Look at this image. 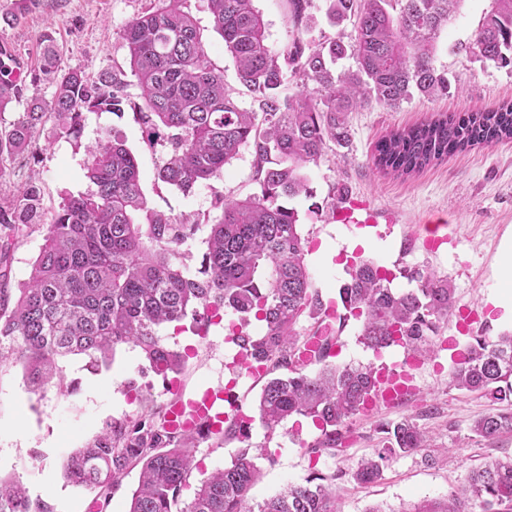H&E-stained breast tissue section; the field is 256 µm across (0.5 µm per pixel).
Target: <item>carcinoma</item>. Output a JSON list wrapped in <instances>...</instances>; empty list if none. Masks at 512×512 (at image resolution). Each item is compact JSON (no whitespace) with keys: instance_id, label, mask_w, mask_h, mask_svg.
<instances>
[{"instance_id":"obj_1","label":"carcinoma","mask_w":512,"mask_h":512,"mask_svg":"<svg viewBox=\"0 0 512 512\" xmlns=\"http://www.w3.org/2000/svg\"><path fill=\"white\" fill-rule=\"evenodd\" d=\"M182 2L157 0L125 24L127 72L106 68L91 77L71 68L52 36L43 34L41 70L55 84L49 99L35 80L26 90L14 84V58L0 45V112L14 101L25 102L13 121L0 118V225L21 231L36 224L44 240L29 278L14 290L15 237L0 234V363L21 365L39 390L59 389L58 358L84 354L96 363L116 346L130 344L155 372L178 374L185 358L167 347L160 327L190 316L196 328H206L229 308L240 314L231 335L243 358L265 366L267 380L254 411L266 433L295 416L309 418L320 430L309 444L311 453L334 452L345 442L341 428L366 407L378 384L370 365L333 364L335 324L350 317L360 321V342L375 352L400 345L425 357L453 314L454 289L431 270L411 269L405 275L417 287L397 291L390 287L392 273L361 261L339 288L345 314H333L312 288L307 239L297 210L285 200L312 196L303 170L319 161L327 144H348V113L372 103L396 107L416 94L448 93V77L434 66L435 45L462 0H326L333 24L354 17L357 26L352 41L339 35L317 47L303 37L314 23L307 13L310 0H290L297 36L280 54L270 51L253 0H207L241 83L259 102L257 112L241 107L226 88ZM471 51L512 68V0H492ZM347 55L356 60V70L336 73V61ZM289 67L314 88L282 95ZM131 85L137 88L134 99ZM127 107L163 149L156 181L183 193L221 178L241 148L255 153L260 192L244 199L215 196L220 215L207 224L206 249L194 271L185 264L184 246L200 222L149 205L138 161L115 129L86 146L88 189L62 197L51 212L36 181L13 189L4 179L6 165L28 152L47 123L59 135L77 138L87 113L122 115ZM504 139H512V106L391 133L377 144L374 164L411 174ZM303 316L313 320L304 335L297 331ZM252 318L263 323L257 335L247 330ZM313 365L319 369L308 370ZM450 385L483 391L497 404L472 423L475 435L494 440L512 433V335L472 337L466 356L450 372ZM380 432L386 434L383 447L353 474L359 484L377 481L390 461L427 447L410 419L383 424ZM213 437L236 439L243 447L181 507V492L197 469L194 449ZM249 439L248 424L237 417L216 431L174 429L168 408L146 400L135 420L112 421L73 453L65 475L107 501L120 475L141 466L129 512H342L334 474H314L251 502L261 471ZM0 512L53 508L30 499L20 483L0 479ZM412 512H512V457L473 471L459 491L425 500Z\"/></svg>"}]
</instances>
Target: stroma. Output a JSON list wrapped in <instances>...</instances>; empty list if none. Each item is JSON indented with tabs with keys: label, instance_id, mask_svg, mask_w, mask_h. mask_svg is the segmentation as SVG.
<instances>
[{
	"label": "stroma",
	"instance_id": "obj_1",
	"mask_svg": "<svg viewBox=\"0 0 512 512\" xmlns=\"http://www.w3.org/2000/svg\"><path fill=\"white\" fill-rule=\"evenodd\" d=\"M147 5V0H37L19 22L0 25V42L9 43L18 56L28 60L30 73L39 76L40 92L47 98L54 85L39 74L42 33H52L66 65L94 76L102 69L125 64L120 31ZM254 5L266 24L270 49L281 53L296 35L289 0H254ZM186 6L203 33L212 61L223 70L226 86L235 90L242 107L254 108L251 94L239 82L232 56L213 29L207 0H187ZM490 8L491 0H463L458 15L438 39L434 65L451 83L447 96L416 95L394 108L374 104L350 113L348 145L333 147L318 164L309 166L306 173L313 194L291 202L307 240L305 263L312 286L324 299H337L349 279L347 263L356 257L391 270L396 275L394 287L402 290L410 286L402 270L435 271L447 278L455 290L457 308L471 313L473 321L464 328L454 317L442 324L439 349L415 371L413 393L397 405L375 400L353 417L347 439L336 453L317 457L307 453L306 443L318 434L310 419H290L289 430L271 436L261 425H254L252 443L266 445L271 453L270 459L258 462L261 477L251 491L255 501L275 495L287 484L304 482L313 473H334L343 512H366L377 505L384 512H406L424 500L446 497L485 463L512 455V434L487 441L470 430L474 419L489 411L490 400L449 385L453 357L471 337L512 332V319L504 318L496 305L505 286L498 262L505 247L512 244V139L468 148L409 175L383 171L373 163L377 142L393 131L512 103V69L481 62L468 50ZM114 128L121 131L137 158L150 204L174 217L214 215L218 192L240 199L259 190L254 180L255 156L248 147L226 165L221 179L198 186L191 194L158 184L155 171L162 149L149 144L144 127L129 110L120 116L89 114L76 141L58 137L53 125H46L30 147L29 162L8 167L4 178L20 186L31 173H38L45 206H58L61 192L87 190L85 147ZM342 189L368 200L382 215L392 216V223L359 227L336 222L331 207ZM439 218L446 220L452 241L433 248L426 243L422 227ZM233 319L232 312H225L222 324L211 326L203 337L194 333L189 318L183 320L181 332L164 328L166 345L187 355L172 386L150 369L137 348L128 345L117 346L105 364H91L83 354L58 359L66 385L62 393L36 391L21 366L0 364V477L20 478L31 498L48 502L54 512H127L139 469L122 474L108 505L100 508L94 493L65 478L67 459L91 443L106 423L135 417L136 399L142 395L166 405L179 396L195 398L226 388L239 406H252L264 379L257 375L237 380L231 363L238 348L224 330L225 323ZM359 330L357 320L344 323L336 363H370L389 371L402 363V349L374 353L359 343ZM410 416L429 435V447L390 462L376 483L361 486L353 481L351 474L359 461L379 446L378 425ZM239 447L236 440L222 445L213 439L199 443L195 450L198 468L182 500H189L201 479L230 464Z\"/></svg>",
	"mask_w": 512,
	"mask_h": 512
}]
</instances>
